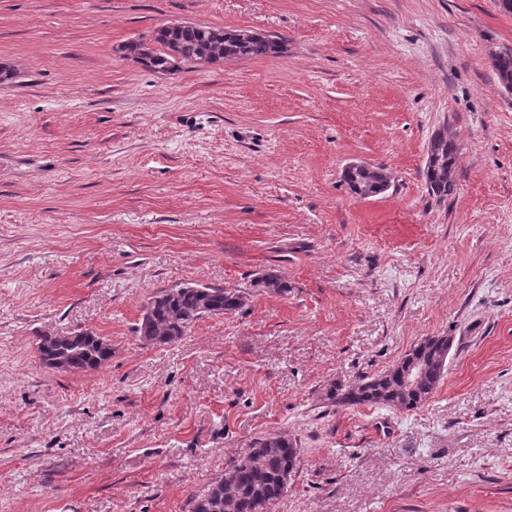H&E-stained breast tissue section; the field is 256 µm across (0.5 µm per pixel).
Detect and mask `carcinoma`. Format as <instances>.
Returning a JSON list of instances; mask_svg holds the SVG:
<instances>
[{
    "mask_svg": "<svg viewBox=\"0 0 512 512\" xmlns=\"http://www.w3.org/2000/svg\"><path fill=\"white\" fill-rule=\"evenodd\" d=\"M120 51L137 56L158 72L179 63L212 64L224 59L279 58L285 43L254 31L224 29L200 24L170 23L155 31L151 42L132 41ZM493 70L500 87L512 92V49L494 56ZM432 158L423 175L428 191L439 199L454 193L456 141L446 131H438L430 141ZM352 193L380 195L384 176L377 169L353 168L343 172ZM255 286L277 294L288 292V283L276 272H266ZM245 293L199 284H183L163 289L149 298L135 333L146 345H171L183 339L194 324L207 316H222L241 309ZM40 360L49 368L63 365L97 369L112 357V346L80 332L72 338L43 334L37 342ZM448 353V337L429 336L411 348L384 372L348 388L332 387L329 399L348 406L394 407L414 410L439 387L447 371L443 356ZM417 363L423 374L413 389H403L401 373ZM296 440L286 434L257 439L248 454L231 462L224 474L203 493L191 497V512H267L282 498L299 462Z\"/></svg>",
    "mask_w": 512,
    "mask_h": 512,
    "instance_id": "1",
    "label": "carcinoma"
}]
</instances>
